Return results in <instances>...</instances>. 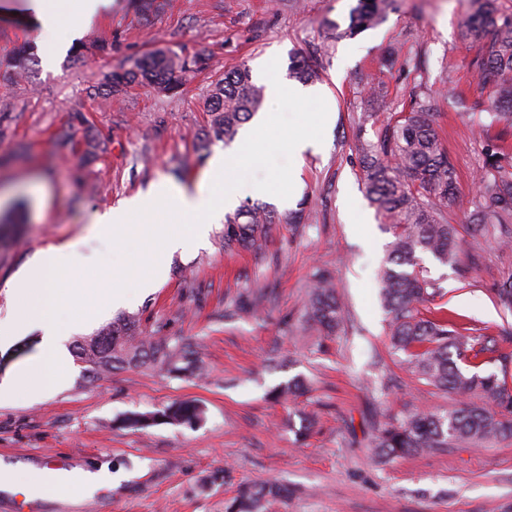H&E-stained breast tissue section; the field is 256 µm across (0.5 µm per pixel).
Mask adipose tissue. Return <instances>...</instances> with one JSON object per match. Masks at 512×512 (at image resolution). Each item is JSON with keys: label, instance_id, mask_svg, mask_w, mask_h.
Listing matches in <instances>:
<instances>
[{"label": "adipose tissue", "instance_id": "ef3b65f1", "mask_svg": "<svg viewBox=\"0 0 512 512\" xmlns=\"http://www.w3.org/2000/svg\"><path fill=\"white\" fill-rule=\"evenodd\" d=\"M108 0H30L32 21L42 33L76 35L89 26L94 16ZM116 479L109 467L80 470L72 479L48 483L40 472L23 471L8 465L0 467V488L13 489L25 483L62 496H90L100 489L111 487Z\"/></svg>", "mask_w": 512, "mask_h": 512}]
</instances>
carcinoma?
<instances>
[{"mask_svg":"<svg viewBox=\"0 0 512 512\" xmlns=\"http://www.w3.org/2000/svg\"><path fill=\"white\" fill-rule=\"evenodd\" d=\"M473 2L465 35L480 37L481 44L470 66L488 91L486 98L471 104L459 94L456 103L471 113H487L499 132L486 141L467 223L473 234L492 238L499 249H511L512 151L504 143L512 136V14L501 13L496 0ZM391 5L392 0H358L348 29L341 33L338 24L329 22L327 30L336 38L360 33L379 23ZM187 66L176 57L151 53L130 69L112 72L104 84L93 88V95L109 98L138 84L170 94L182 87ZM262 101L263 88L253 81L249 68L225 72L207 103L210 135L234 140ZM435 115L436 100L422 90L411 99L408 111L387 118L377 141L359 144L365 195L384 223L397 229L380 272V300L389 315L390 345L405 354L409 370L418 379L459 399L457 407L444 413L415 409L385 423L374 439V447L385 458L512 440V386L508 384L512 354L502 351L503 343L512 342V329L505 328L496 336L469 334L445 306L436 303L443 296L442 288L420 266L423 254L454 266L461 248L457 228L447 218L457 204V175L435 128ZM274 230L264 209L241 210L226 220L224 250L243 248L262 256ZM493 294L503 310L512 312V276L499 282ZM266 296L267 289H252L236 302L234 314L252 315ZM343 315L331 277L315 273L306 299L308 328L319 336L329 335ZM75 349L90 377L130 366H159L184 377L199 371V360L189 343L178 337L142 336L136 321L126 318L77 341ZM496 362V371H476L482 364ZM203 418L200 406L180 402L158 412L137 414L127 422L139 428L160 422L194 426ZM286 494L274 482L243 485L227 501L225 512H267L272 501Z\"/></svg>","mask_w":512,"mask_h":512,"instance_id":"1","label":"carcinoma"}]
</instances>
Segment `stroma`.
I'll use <instances>...</instances> for the list:
<instances>
[{
  "instance_id": "stroma-1",
  "label": "stroma",
  "mask_w": 512,
  "mask_h": 512,
  "mask_svg": "<svg viewBox=\"0 0 512 512\" xmlns=\"http://www.w3.org/2000/svg\"><path fill=\"white\" fill-rule=\"evenodd\" d=\"M357 0H110L66 47L54 68L31 29L28 0H0V316L11 305V283L28 261L77 239L85 252L124 274L129 258L110 240L86 235L87 217L164 180L194 191L218 141H206L205 102L219 72L250 68L254 82L290 79L292 56L316 54L313 88L330 95L335 118L319 152L299 169L305 207L299 228L291 205L239 190V207L262 205L277 230L266 259L224 251V227L205 247L174 255L155 291L116 316L95 318L94 335L114 317L136 319L147 336H183L196 345L206 373L174 378L126 367L90 378L74 363L66 384L47 397L0 404V462L46 471L52 461L72 469L108 465L126 478L101 489L98 500L37 493L38 512H224L244 484L276 481L286 500L269 512H512V441L478 448L421 451L389 462L374 453L372 435L405 410L451 408L452 395L419 382L402 354L389 350L388 317L379 302L378 272L394 240L361 188L359 139L375 140L364 113L405 110L419 86L438 105V125L455 166L466 278L423 255L429 277L450 311L488 334L512 325L496 304L494 285L512 275V250L502 251L463 228L473 197L484 138L458 109L455 96L481 99L469 65L472 42L463 21L472 0H395L380 25L354 37L324 41V25L347 27ZM111 42L108 51L91 41ZM24 73L12 62L21 49ZM162 51L188 59L178 93L135 85L110 101L90 98L112 71ZM104 151L88 156V143ZM355 200L369 233L352 224ZM328 270L345 319L335 335H304L303 300L316 269ZM269 288L253 316L224 310L255 285ZM302 379L306 393L275 399L274 387ZM175 401L204 411L195 426H127L133 413ZM315 424L297 437L303 419Z\"/></svg>"
}]
</instances>
